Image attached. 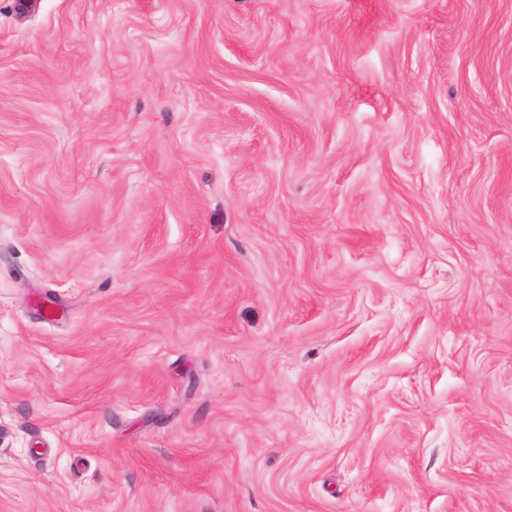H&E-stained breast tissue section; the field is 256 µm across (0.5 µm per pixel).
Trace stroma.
I'll use <instances>...</instances> for the list:
<instances>
[{"mask_svg": "<svg viewBox=\"0 0 512 512\" xmlns=\"http://www.w3.org/2000/svg\"><path fill=\"white\" fill-rule=\"evenodd\" d=\"M0 512H512V0H0Z\"/></svg>", "mask_w": 512, "mask_h": 512, "instance_id": "obj_1", "label": "stroma"}]
</instances>
